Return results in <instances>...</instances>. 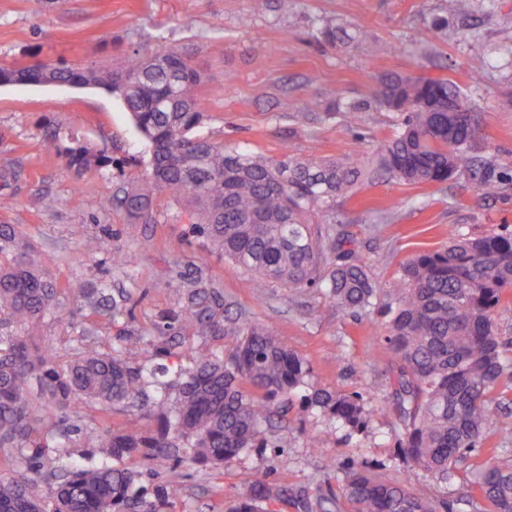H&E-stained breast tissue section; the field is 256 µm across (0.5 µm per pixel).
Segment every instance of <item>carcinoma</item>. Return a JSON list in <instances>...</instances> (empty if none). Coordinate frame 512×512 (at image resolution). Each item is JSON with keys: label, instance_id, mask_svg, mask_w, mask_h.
<instances>
[{"label": "carcinoma", "instance_id": "carcinoma-1", "mask_svg": "<svg viewBox=\"0 0 512 512\" xmlns=\"http://www.w3.org/2000/svg\"><path fill=\"white\" fill-rule=\"evenodd\" d=\"M343 25L323 20L314 37L334 45ZM0 79L17 84L103 87L118 94L138 131L153 149L150 187L192 208V233L231 259L255 287L321 288L337 307L360 316L375 308L378 288L366 261L349 248V235L336 225L338 206L377 170L360 157L298 158L283 146L281 158L224 147L196 134L203 106L194 95L199 80L192 51L169 48L151 55L136 50L118 70L95 64L58 67L40 61L0 66ZM461 104L467 111L450 112ZM371 108L398 112L403 122L377 149L391 178L409 185L441 184L477 169L478 190L504 192L492 162L480 159L479 116L460 87L449 79L390 75L370 98L341 97L326 106L317 96L305 115L361 125ZM72 164L87 168L106 161L87 148L68 149ZM132 223L153 221L150 191L122 189L114 197ZM179 310L162 315L159 330L172 336L224 335V294L200 280L184 285ZM512 288V231L470 235L448 230V243L416 252L400 268L392 303L381 323L396 367L389 409L404 429L398 448L442 488L468 472L490 424V406L512 391V341L499 336L494 314ZM85 298L92 315L113 321L128 314L129 296L86 288L75 277L60 283L42 267L12 224H0V448L10 449L13 474L0 477V512H157L168 490L155 500L139 485L142 473L127 465L145 449L183 450L212 467L231 463L246 448H264L274 409L304 383L307 361L288 349L269 326L244 320L240 340L223 358L200 346L181 373L178 402L163 429L151 437L114 430L105 421L88 440L97 460L64 461L45 468L47 421L78 414L80 401L112 407L143 406L148 376L128 364L140 331L128 325L110 351L95 345L92 328L79 330L75 352L40 346L28 328L62 316L63 290ZM309 403L350 429L365 424L362 396L317 390ZM355 512H448V499L432 498L405 483L354 468L347 477ZM281 497L266 475L256 472L229 512H258L256 503ZM485 512H512V466L485 462L471 473L468 505Z\"/></svg>", "mask_w": 512, "mask_h": 512}]
</instances>
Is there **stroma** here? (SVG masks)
Returning <instances> with one entry per match:
<instances>
[{
	"label": "stroma",
	"instance_id": "stroma-1",
	"mask_svg": "<svg viewBox=\"0 0 512 512\" xmlns=\"http://www.w3.org/2000/svg\"><path fill=\"white\" fill-rule=\"evenodd\" d=\"M468 4L464 14L451 17L446 0H269L261 14L251 0H0V65L40 60L112 69L135 49L195 45L202 72L196 87L204 108L200 135L272 159L280 158L285 144L301 157L367 158L398 129V115L381 110L367 112L357 130L340 116L297 120L310 96L363 99L382 76L395 73L451 79L475 103L477 141L509 183L496 198L482 196L466 173L414 186L384 174L362 185L339 214L381 294L378 308L352 317L314 288L253 287L243 269L192 234L188 209L163 191L154 193L156 221L129 223L112 197L146 180L152 150L119 96L101 88L0 85V194L14 201L12 209L0 210V224L17 225L59 280L77 276L129 293L130 319L144 332L132 365L169 368L154 378L147 406L113 409L115 428L155 434L175 406L170 383L191 365V348L204 344L228 355L238 340L236 320L272 326L308 361L288 412L273 420L271 447L245 449L220 469L193 464L182 454L136 460L139 471L158 476L168 488L160 512H227L257 470L284 491L283 498L264 503V512H353L344 494L353 467L399 477L433 496L444 491L400 452L402 426L384 410L394 362L380 334V308L405 259L443 245L449 228L476 235L512 230V0ZM442 16L447 29L419 42L417 32ZM323 17L364 31L368 43L332 47L316 41L312 25ZM475 71L483 75L481 84L470 81ZM75 141L108 157V165H73L66 149ZM99 238L109 240L111 252L90 251L89 242ZM118 251L129 254L131 263L118 265ZM198 268L224 293L223 336L176 340L157 332L160 313L179 308L183 281ZM59 303L66 320L45 319L32 333L41 344L65 351L73 347L85 309L70 293ZM318 389L361 395L365 426L350 430L308 405ZM491 458L512 465V405L494 410L470 463L477 467ZM444 492L455 500V512H471L461 502L462 483Z\"/></svg>",
	"mask_w": 512,
	"mask_h": 512
}]
</instances>
